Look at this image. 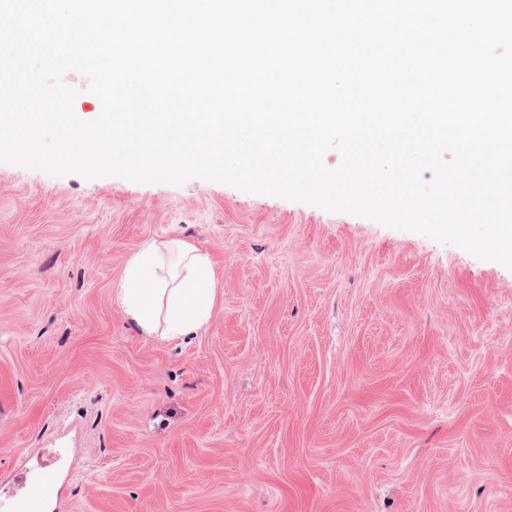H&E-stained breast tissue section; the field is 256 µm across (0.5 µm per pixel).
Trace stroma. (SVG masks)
Returning a JSON list of instances; mask_svg holds the SVG:
<instances>
[{
    "label": "stroma",
    "instance_id": "stroma-1",
    "mask_svg": "<svg viewBox=\"0 0 512 512\" xmlns=\"http://www.w3.org/2000/svg\"><path fill=\"white\" fill-rule=\"evenodd\" d=\"M205 252L171 343L117 298L148 240ZM512 512V270L194 178L0 163V512ZM55 490V480L41 473L29 483L25 494L16 500L15 512H27L29 510L27 508L28 501L32 498L40 499L45 503L51 501Z\"/></svg>",
    "mask_w": 512,
    "mask_h": 512
}]
</instances>
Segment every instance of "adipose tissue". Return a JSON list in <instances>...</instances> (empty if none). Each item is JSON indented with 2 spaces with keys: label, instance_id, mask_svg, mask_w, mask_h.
Segmentation results:
<instances>
[{
  "label": "adipose tissue",
  "instance_id": "obj_1",
  "mask_svg": "<svg viewBox=\"0 0 512 512\" xmlns=\"http://www.w3.org/2000/svg\"><path fill=\"white\" fill-rule=\"evenodd\" d=\"M117 293L126 317L142 333L175 341L211 321L216 284L207 255L170 238L141 245L129 258Z\"/></svg>",
  "mask_w": 512,
  "mask_h": 512
}]
</instances>
